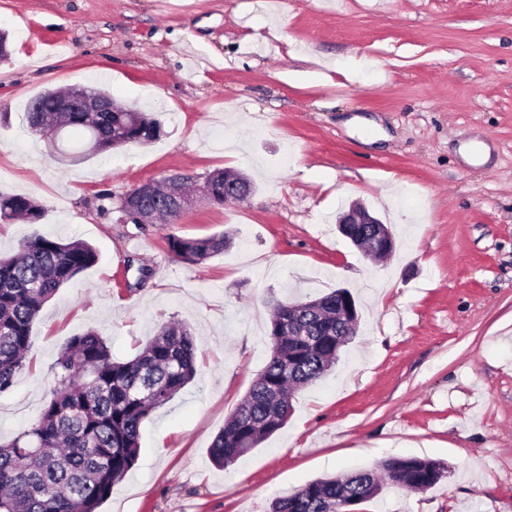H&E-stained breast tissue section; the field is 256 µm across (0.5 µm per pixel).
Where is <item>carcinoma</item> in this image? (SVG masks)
<instances>
[{"mask_svg": "<svg viewBox=\"0 0 512 512\" xmlns=\"http://www.w3.org/2000/svg\"><path fill=\"white\" fill-rule=\"evenodd\" d=\"M57 92L34 98L24 120L33 134L48 131L47 110ZM43 111L38 112L36 108ZM63 129H81L97 153L148 144L161 125L145 112H60ZM45 208L28 195L0 191V220L40 223ZM226 235L167 238L169 251L202 262L224 251ZM95 248L36 235L16 254L0 256V393L26 368L31 330L43 305L60 288L94 265ZM352 298L346 288L314 301H276L268 326L269 359L209 448L219 467L233 465L281 430L296 391L326 377L356 325L338 304ZM198 344L178 321L157 334L130 360L116 361L95 331L72 337L52 371L53 385L39 417L0 445V512H97L112 487L136 464L140 427L196 376ZM444 473L438 461L391 457L377 469H360L312 480L276 497L270 512H345L343 505L372 500L384 487L428 490Z\"/></svg>", "mask_w": 512, "mask_h": 512, "instance_id": "obj_1", "label": "carcinoma"}]
</instances>
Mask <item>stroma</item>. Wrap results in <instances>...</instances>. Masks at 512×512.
I'll return each mask as SVG.
<instances>
[{"mask_svg":"<svg viewBox=\"0 0 512 512\" xmlns=\"http://www.w3.org/2000/svg\"><path fill=\"white\" fill-rule=\"evenodd\" d=\"M0 190L48 210L0 222L97 263L45 303L32 368L0 394V441L32 424L51 366L94 330L131 359L164 322L200 345L195 379L141 426L101 512H265L306 482L391 456L444 463L430 490L357 512H512V0H0ZM103 87L160 138L59 163L22 123L48 88ZM250 177L227 206L120 224L97 196L177 174ZM360 204L396 237L373 262L336 217ZM227 233L199 263L168 236ZM350 289L358 331L287 425L227 468L209 447L264 368L274 301Z\"/></svg>","mask_w":512,"mask_h":512,"instance_id":"obj_1","label":"stroma"}]
</instances>
